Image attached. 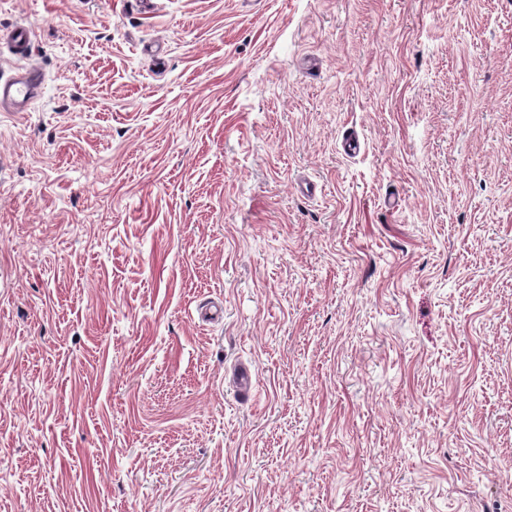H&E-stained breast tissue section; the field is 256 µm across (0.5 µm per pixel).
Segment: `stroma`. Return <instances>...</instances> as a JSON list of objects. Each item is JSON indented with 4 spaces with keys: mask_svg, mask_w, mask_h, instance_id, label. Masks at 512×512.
<instances>
[{
    "mask_svg": "<svg viewBox=\"0 0 512 512\" xmlns=\"http://www.w3.org/2000/svg\"><path fill=\"white\" fill-rule=\"evenodd\" d=\"M19 23L0 512H512V0ZM32 28L27 24L13 27L5 35L9 47L22 54L24 68L9 79H0V112H27L38 95L43 70L38 56L31 50Z\"/></svg>",
    "mask_w": 512,
    "mask_h": 512,
    "instance_id": "1",
    "label": "stroma"
}]
</instances>
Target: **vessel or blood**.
<instances>
[{"label":"vessel or blood","instance_id":"obj_1","mask_svg":"<svg viewBox=\"0 0 512 512\" xmlns=\"http://www.w3.org/2000/svg\"><path fill=\"white\" fill-rule=\"evenodd\" d=\"M33 31L29 25L13 27L5 35L9 47L22 54L25 63L21 71L9 79H0V112H26L42 84L43 70L38 56L31 49Z\"/></svg>","mask_w":512,"mask_h":512}]
</instances>
